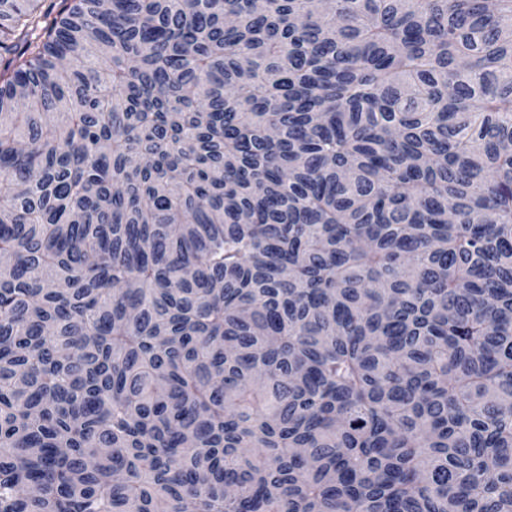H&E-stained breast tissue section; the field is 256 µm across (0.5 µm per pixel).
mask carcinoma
I'll return each mask as SVG.
<instances>
[{"label": "carcinoma", "mask_w": 512, "mask_h": 512, "mask_svg": "<svg viewBox=\"0 0 512 512\" xmlns=\"http://www.w3.org/2000/svg\"><path fill=\"white\" fill-rule=\"evenodd\" d=\"M0 512H512V0H0Z\"/></svg>", "instance_id": "1"}]
</instances>
